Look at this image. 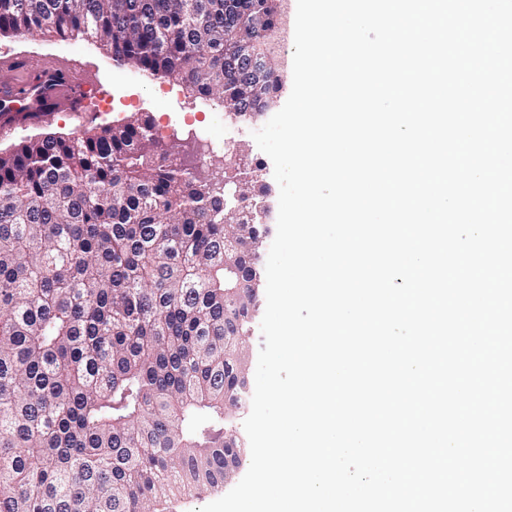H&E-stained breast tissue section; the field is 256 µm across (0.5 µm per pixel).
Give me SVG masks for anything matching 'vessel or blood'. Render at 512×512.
I'll use <instances>...</instances> for the list:
<instances>
[{
  "mask_svg": "<svg viewBox=\"0 0 512 512\" xmlns=\"http://www.w3.org/2000/svg\"><path fill=\"white\" fill-rule=\"evenodd\" d=\"M12 79L0 83V108L12 112L34 113L42 102L66 100L73 112L86 111L90 86L81 81L73 68L49 65L40 75H29L23 68L14 67Z\"/></svg>",
  "mask_w": 512,
  "mask_h": 512,
  "instance_id": "vessel-or-blood-1",
  "label": "vessel or blood"
}]
</instances>
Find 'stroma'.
<instances>
[{
  "mask_svg": "<svg viewBox=\"0 0 512 512\" xmlns=\"http://www.w3.org/2000/svg\"><path fill=\"white\" fill-rule=\"evenodd\" d=\"M296 0H277L279 14L271 56L284 75L292 73L294 52V4ZM23 57L28 72L35 73L51 62H66L77 71L93 76L104 92L99 106L89 112H70L58 108L50 120L35 123L11 112L0 114V148L17 143L21 138L38 132L80 133L104 125L121 124L134 114L150 115L161 136L177 141L194 153V160L203 167L229 162L240 156L248 164H260L262 184L269 189L270 204H277L279 187L274 179L270 157L255 143L251 131L262 128L268 120L260 115L250 123V131L239 135L231 148H206V140L219 142L231 117L225 112L200 111L191 93L182 85L143 74L129 66L114 65L96 42L82 38L59 41L49 37H9L0 39V80L9 77L4 58Z\"/></svg>",
  "mask_w": 512,
  "mask_h": 512,
  "instance_id": "obj_1",
  "label": "stroma"
}]
</instances>
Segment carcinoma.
Wrapping results in <instances>:
<instances>
[{"mask_svg": "<svg viewBox=\"0 0 512 512\" xmlns=\"http://www.w3.org/2000/svg\"><path fill=\"white\" fill-rule=\"evenodd\" d=\"M275 28L273 0H0V36L81 34L242 118ZM183 158L143 114L0 151V512H158L240 467L267 188Z\"/></svg>", "mask_w": 512, "mask_h": 512, "instance_id": "carcinoma-1", "label": "carcinoma"}]
</instances>
